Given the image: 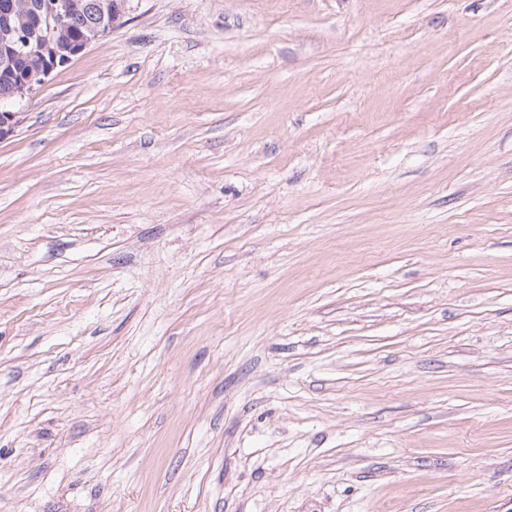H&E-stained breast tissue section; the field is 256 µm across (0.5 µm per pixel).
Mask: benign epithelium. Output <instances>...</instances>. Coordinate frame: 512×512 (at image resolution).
Listing matches in <instances>:
<instances>
[{
  "instance_id": "7a95c632",
  "label": "benign epithelium",
  "mask_w": 512,
  "mask_h": 512,
  "mask_svg": "<svg viewBox=\"0 0 512 512\" xmlns=\"http://www.w3.org/2000/svg\"><path fill=\"white\" fill-rule=\"evenodd\" d=\"M98 22L90 36L74 43L66 28L75 0H6L0 4V63L12 64L33 57L42 58L18 80L13 103L18 104L45 82L59 66L85 51L93 42L111 33L123 14L121 0H97ZM18 113L0 111V140L13 133Z\"/></svg>"
}]
</instances>
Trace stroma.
Segmentation results:
<instances>
[{
    "instance_id": "obj_1",
    "label": "stroma",
    "mask_w": 512,
    "mask_h": 512,
    "mask_svg": "<svg viewBox=\"0 0 512 512\" xmlns=\"http://www.w3.org/2000/svg\"><path fill=\"white\" fill-rule=\"evenodd\" d=\"M0 140V512H512V0H127Z\"/></svg>"
}]
</instances>
